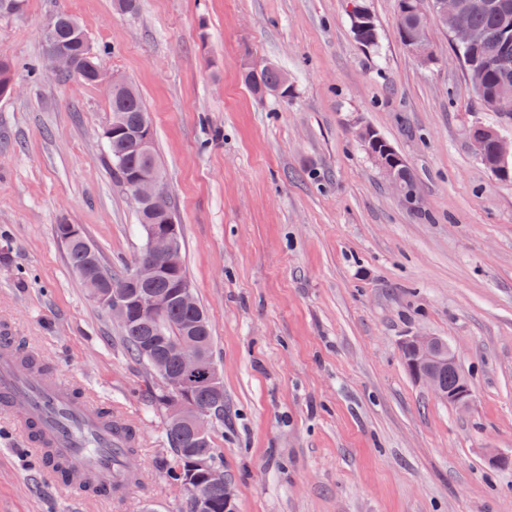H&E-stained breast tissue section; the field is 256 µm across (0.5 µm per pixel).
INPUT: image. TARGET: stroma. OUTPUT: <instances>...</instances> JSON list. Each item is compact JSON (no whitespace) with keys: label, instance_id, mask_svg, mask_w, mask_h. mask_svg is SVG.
<instances>
[{"label":"stroma","instance_id":"obj_1","mask_svg":"<svg viewBox=\"0 0 512 512\" xmlns=\"http://www.w3.org/2000/svg\"><path fill=\"white\" fill-rule=\"evenodd\" d=\"M378 43L354 38L345 0H28L0 18L21 66L0 99V324L53 378L78 380L139 431L143 469L117 502L67 493L0 417V512H183L171 473L163 382L129 356L118 325L72 273L67 221L114 267L142 239L102 139L104 88L33 78L40 27L65 7L103 65L132 82L184 238L224 380L212 445L238 512H512V181L469 131L512 138L485 111L452 40L403 46L395 0H367ZM279 66L289 102L258 98L245 66ZM370 127L406 159L421 205L406 208L363 151ZM437 336L469 376L460 411L409 376L399 349Z\"/></svg>","mask_w":512,"mask_h":512}]
</instances>
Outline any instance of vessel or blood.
Masks as SVG:
<instances>
[{"mask_svg":"<svg viewBox=\"0 0 512 512\" xmlns=\"http://www.w3.org/2000/svg\"><path fill=\"white\" fill-rule=\"evenodd\" d=\"M23 357L11 331L0 330V409L14 413L55 484L85 496H120L142 471L138 431L85 401L69 382L26 368Z\"/></svg>","mask_w":512,"mask_h":512,"instance_id":"b4317fda","label":"vessel or blood"}]
</instances>
